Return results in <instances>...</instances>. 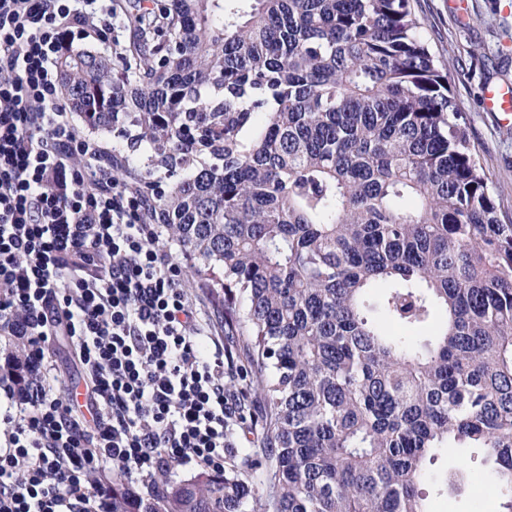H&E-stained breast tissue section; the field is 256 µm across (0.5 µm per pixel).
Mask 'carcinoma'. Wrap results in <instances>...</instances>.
<instances>
[{"instance_id": "carcinoma-1", "label": "carcinoma", "mask_w": 512, "mask_h": 512, "mask_svg": "<svg viewBox=\"0 0 512 512\" xmlns=\"http://www.w3.org/2000/svg\"><path fill=\"white\" fill-rule=\"evenodd\" d=\"M238 2L160 5L134 73L58 58L83 122L134 138L116 171L156 184L264 399L224 474L114 483L112 512H431L490 475L512 512V224L411 0ZM440 448L483 454L426 489Z\"/></svg>"}]
</instances>
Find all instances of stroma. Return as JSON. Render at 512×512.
I'll return each mask as SVG.
<instances>
[{
  "mask_svg": "<svg viewBox=\"0 0 512 512\" xmlns=\"http://www.w3.org/2000/svg\"><path fill=\"white\" fill-rule=\"evenodd\" d=\"M420 37L448 75V86L466 116L472 150L493 190L502 222L512 221V115L481 105L486 86L512 87V0H467L458 13L454 0H414ZM54 391L65 396L84 373L67 337L50 343Z\"/></svg>",
  "mask_w": 512,
  "mask_h": 512,
  "instance_id": "stroma-1",
  "label": "stroma"
}]
</instances>
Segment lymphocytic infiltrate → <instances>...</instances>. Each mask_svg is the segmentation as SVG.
Masks as SVG:
<instances>
[{"label": "lymphocytic infiltrate", "instance_id": "f902f5d3", "mask_svg": "<svg viewBox=\"0 0 512 512\" xmlns=\"http://www.w3.org/2000/svg\"><path fill=\"white\" fill-rule=\"evenodd\" d=\"M124 25L112 0H0V324L43 371L5 392L0 512H112L109 471L131 487L177 465L220 474L247 431L154 193L113 181L60 100L61 51ZM55 336L86 369V405L53 392Z\"/></svg>", "mask_w": 512, "mask_h": 512}]
</instances>
